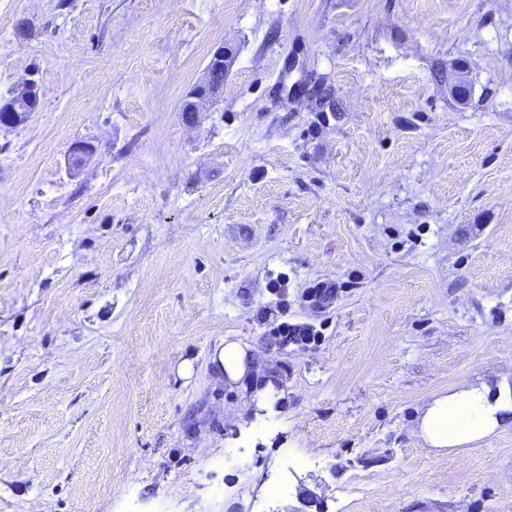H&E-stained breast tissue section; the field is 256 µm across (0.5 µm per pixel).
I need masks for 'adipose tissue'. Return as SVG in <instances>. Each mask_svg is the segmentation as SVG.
Here are the masks:
<instances>
[{"instance_id":"obj_1","label":"adipose tissue","mask_w":512,"mask_h":512,"mask_svg":"<svg viewBox=\"0 0 512 512\" xmlns=\"http://www.w3.org/2000/svg\"><path fill=\"white\" fill-rule=\"evenodd\" d=\"M213 361L215 379L234 384L260 375L262 367L252 350L225 342ZM512 419V386H468L428 399L419 411L415 434L438 452L463 448L495 435Z\"/></svg>"}]
</instances>
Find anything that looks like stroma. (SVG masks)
Segmentation results:
<instances>
[{
	"label": "stroma",
	"mask_w": 512,
	"mask_h": 512,
	"mask_svg": "<svg viewBox=\"0 0 512 512\" xmlns=\"http://www.w3.org/2000/svg\"><path fill=\"white\" fill-rule=\"evenodd\" d=\"M30 75L0 123V512H512V427L413 433L512 385V0H0V98ZM279 278L308 350L263 338ZM228 338L286 367L271 416L215 381ZM233 55L230 51L225 50L224 46H219L212 53L209 62L204 71L203 79L201 83L189 94L188 98L184 102L181 112H183V118L187 125H193L195 123L198 112H200V102L213 100L220 96L222 86L220 84L224 81V77L227 76ZM214 69H223L224 74L221 71L211 73ZM218 85L213 87L210 84ZM208 88L207 94L201 92L202 89ZM512 417V387L468 386L432 396L419 410L414 433L435 453L467 448L495 435Z\"/></svg>",
	"instance_id": "35a3bbf8"
}]
</instances>
